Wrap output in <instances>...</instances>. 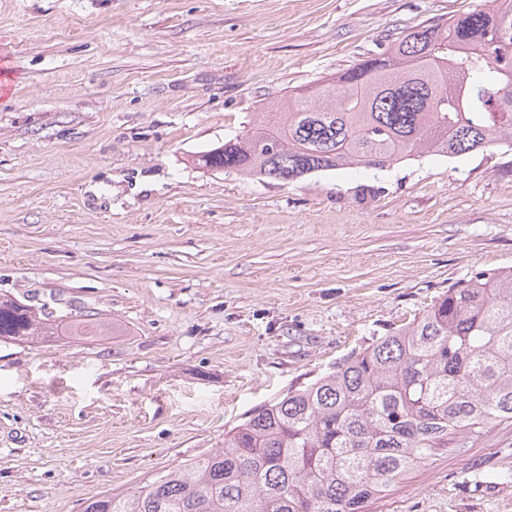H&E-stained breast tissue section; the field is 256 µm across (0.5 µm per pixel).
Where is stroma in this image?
<instances>
[{
  "label": "stroma",
  "instance_id": "obj_1",
  "mask_svg": "<svg viewBox=\"0 0 512 512\" xmlns=\"http://www.w3.org/2000/svg\"><path fill=\"white\" fill-rule=\"evenodd\" d=\"M483 0H0V512H84L512 269V151L283 183L192 165L252 112ZM512 423L369 512H501ZM84 324H68L59 329V325L50 323L38 307L0 296L1 342H29L39 337L60 336V332L68 333L66 336H102L106 333V327L96 321Z\"/></svg>",
  "mask_w": 512,
  "mask_h": 512
}]
</instances>
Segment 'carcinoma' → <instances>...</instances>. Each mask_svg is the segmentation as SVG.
I'll return each mask as SVG.
<instances>
[{
  "label": "carcinoma",
  "instance_id": "cac0c4a2",
  "mask_svg": "<svg viewBox=\"0 0 512 512\" xmlns=\"http://www.w3.org/2000/svg\"><path fill=\"white\" fill-rule=\"evenodd\" d=\"M512 150V0L421 23L386 52L296 89L194 156L293 182L424 155ZM101 336L0 296V341ZM512 422V271L476 273L419 319L302 389L248 411L224 447L84 512H365L439 450Z\"/></svg>",
  "mask_w": 512,
  "mask_h": 512
}]
</instances>
